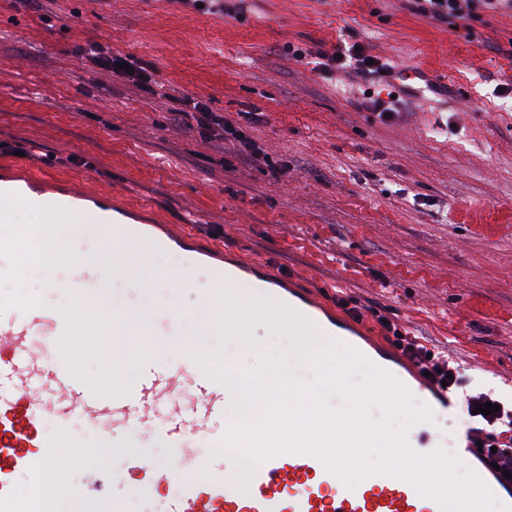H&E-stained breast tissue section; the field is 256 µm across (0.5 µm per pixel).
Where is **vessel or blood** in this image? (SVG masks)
<instances>
[{
  "label": "vessel or blood",
  "mask_w": 512,
  "mask_h": 512,
  "mask_svg": "<svg viewBox=\"0 0 512 512\" xmlns=\"http://www.w3.org/2000/svg\"><path fill=\"white\" fill-rule=\"evenodd\" d=\"M25 193V187L13 177L0 180L1 223L8 219V207L22 200ZM39 204L52 221L73 214L98 223L103 237L112 243V268L116 271L124 267L127 245L147 239L161 249L181 248L188 238L184 229L169 224L126 223L99 198L87 202L76 196L46 197ZM190 255L191 265L207 268L219 284L253 273L249 266L233 270L225 267L224 251L218 247L194 249ZM256 286L305 317L321 336L364 351L369 361L392 374L407 391L428 392L434 405L447 407V391L418 373L403 375L395 367L393 354L381 344L363 350L354 330L337 326L320 302L298 296L287 280L265 276L257 280ZM97 333L92 322L40 305L0 304V512H18L17 472L27 471L36 478L47 474L66 482L76 461L58 457L55 450L67 439L66 427L76 417L108 436L131 427L149 434L161 433L167 447L175 450V461L159 466L133 455L127 458L122 477L133 491L140 488L137 477L141 474L149 475L155 484L177 486V493L167 501L166 512H440L438 503L421 496L407 479L373 473L350 485L308 452L286 451L265 459L243 491L224 478L225 471L235 467L232 458H225L220 471L204 461L185 467L183 459L191 453L190 437L200 436L214 447L220 444L221 435L213 433L210 425L224 411L228 386L207 376L189 356L182 368L172 369L153 355H143L137 388L129 391L116 385L108 393L89 385L70 367L45 361L46 340ZM186 392L197 399L190 410L181 405ZM161 407L167 408L168 416L159 430L154 421ZM49 417L58 423L51 437L43 432V422ZM474 473L500 507L512 512V484L500 480L485 466L475 468Z\"/></svg>",
  "instance_id": "1"
}]
</instances>
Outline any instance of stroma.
<instances>
[{
	"instance_id": "obj_1",
	"label": "stroma",
	"mask_w": 512,
	"mask_h": 512,
	"mask_svg": "<svg viewBox=\"0 0 512 512\" xmlns=\"http://www.w3.org/2000/svg\"><path fill=\"white\" fill-rule=\"evenodd\" d=\"M0 0V141L35 179L56 189L99 193L148 224L189 225L205 246L254 264L319 298L337 316L385 341L387 317L427 348L447 352L468 384L423 428L458 453L465 446V397L512 400V12H476L469 36L398 7L396 0H247L228 17L209 0ZM153 66L167 88L202 98L287 173L219 151L194 119L173 125L172 101L86 62L79 45ZM391 62L397 81L326 79L293 50L338 41ZM408 99L403 117L380 119L367 98ZM253 120H244V113ZM0 223V302H35L105 325L108 314L140 311L147 337L199 350L221 348L253 367L257 354L220 340L195 310L214 303L204 273L185 281L182 256L129 246L125 272L98 282L86 257H100L97 225L62 241L71 259L43 279L12 247L28 207ZM51 360L88 381L113 384L107 351L55 341ZM58 456L77 457L58 512L98 475L127 512H163L168 486L130 495L118 474L129 455L163 465L160 436L132 428L103 452L76 436Z\"/></svg>"
}]
</instances>
